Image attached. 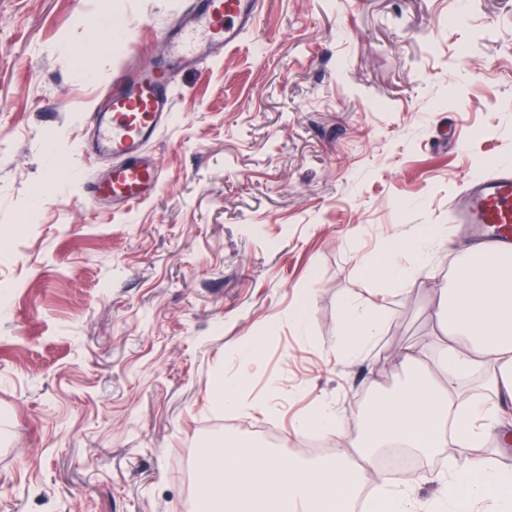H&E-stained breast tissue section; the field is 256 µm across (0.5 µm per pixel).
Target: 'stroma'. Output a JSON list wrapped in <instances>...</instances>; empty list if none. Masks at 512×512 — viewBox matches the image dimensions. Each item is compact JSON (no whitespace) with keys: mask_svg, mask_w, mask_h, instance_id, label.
<instances>
[{"mask_svg":"<svg viewBox=\"0 0 512 512\" xmlns=\"http://www.w3.org/2000/svg\"><path fill=\"white\" fill-rule=\"evenodd\" d=\"M190 2L0 0V512H184L200 448L308 453L327 435L294 426L319 405L352 442L404 378L392 356L436 350V291L474 240L464 182L512 163V0H264L238 48L178 77L157 194L85 198L95 100ZM428 225L429 278L362 272ZM349 303L383 330L345 361ZM246 380L239 378L234 381H225L224 384H218L213 392V399L216 403L224 405V408L234 407L237 403L238 395L246 389Z\"/></svg>","mask_w":512,"mask_h":512,"instance_id":"obj_1","label":"stroma"}]
</instances>
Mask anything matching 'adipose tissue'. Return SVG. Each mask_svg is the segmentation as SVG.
Here are the masks:
<instances>
[{"label": "adipose tissue", "instance_id": "adipose-tissue-1", "mask_svg": "<svg viewBox=\"0 0 512 512\" xmlns=\"http://www.w3.org/2000/svg\"><path fill=\"white\" fill-rule=\"evenodd\" d=\"M430 227L412 239L363 260L362 270L386 284L400 280L398 259L416 257V275L429 273ZM455 286L441 289L434 315L442 335L437 356L414 346L402 349L394 365L407 381L379 397L350 451L311 463L222 442L200 456L198 485L205 512H354L365 474L378 449L404 444L433 455L448 445L463 448L448 471L431 473L440 490L431 512H512V471L489 469L471 456L496 420V411L477 402L461 407L457 386L473 373L486 374V388L512 396V249L482 242L467 246L454 269ZM347 353L365 351L379 333L371 311L345 305L336 324Z\"/></svg>", "mask_w": 512, "mask_h": 512}]
</instances>
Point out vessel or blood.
<instances>
[{
  "label": "vessel or blood",
  "instance_id": "1",
  "mask_svg": "<svg viewBox=\"0 0 512 512\" xmlns=\"http://www.w3.org/2000/svg\"><path fill=\"white\" fill-rule=\"evenodd\" d=\"M261 8L262 0H195L158 63L114 78L89 114L93 137L83 149L93 160L112 159L113 166L105 177L83 182L84 193L124 209L151 198L161 174L147 145L173 110L175 78L202 66L211 47H237L254 29ZM458 220L477 225L490 241L512 242V168L468 181Z\"/></svg>",
  "mask_w": 512,
  "mask_h": 512
}]
</instances>
